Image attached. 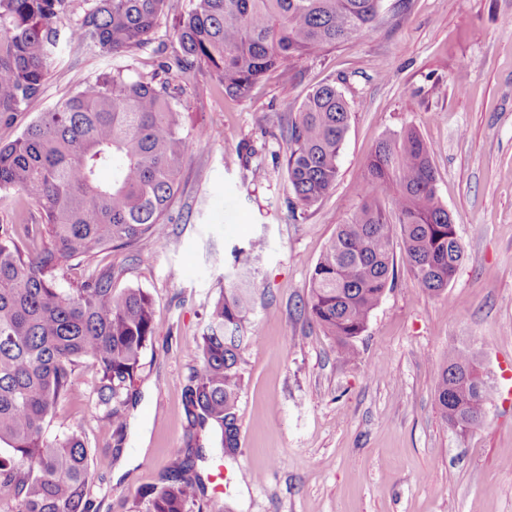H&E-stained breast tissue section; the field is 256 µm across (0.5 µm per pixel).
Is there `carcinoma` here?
I'll return each mask as SVG.
<instances>
[{"label": "carcinoma", "mask_w": 512, "mask_h": 512, "mask_svg": "<svg viewBox=\"0 0 512 512\" xmlns=\"http://www.w3.org/2000/svg\"><path fill=\"white\" fill-rule=\"evenodd\" d=\"M381 0H193L177 16L179 50L164 71L206 69L232 100L247 98L275 69L372 31ZM170 0H0V125L10 126L43 93L47 65L67 47L104 56L151 43ZM350 106L334 84L313 89L288 122L286 174L292 206L314 207L335 185ZM185 136L155 78L131 79L104 67L96 78L41 113L15 141L0 145V193L33 199L44 236L22 237L0 225V506L3 512H89V457L78 431L46 436L60 399L70 395L82 360L96 371L94 394L115 432L123 429L129 391L152 339L153 308L140 288H116L112 267L74 288L59 281L91 258L144 236L165 238L179 190ZM111 172L104 181L101 173ZM400 237L416 285L439 295L453 280L463 249L437 195L436 168L412 128L374 147L357 210L336 225L315 264L305 307L344 360L394 279ZM255 305L240 256L224 268L196 346L200 366L183 391L188 437L149 512H187L206 460L199 433L220 453L239 444L241 353ZM475 363L450 348L436 399L444 421L465 435L480 426L490 401L480 380L456 372Z\"/></svg>", "instance_id": "carcinoma-1"}]
</instances>
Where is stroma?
I'll return each instance as SVG.
<instances>
[{
  "instance_id": "35a3bbf8",
  "label": "stroma",
  "mask_w": 512,
  "mask_h": 512,
  "mask_svg": "<svg viewBox=\"0 0 512 512\" xmlns=\"http://www.w3.org/2000/svg\"><path fill=\"white\" fill-rule=\"evenodd\" d=\"M173 0L150 47L102 59L65 51L43 96L10 126L12 142L38 113L104 66L167 83L187 137L166 239L113 251L119 288L148 292L154 335L121 436L93 395L81 361L49 430L83 433L94 454L89 512H146L184 447L183 391L207 313L224 286L214 255L248 253L255 309L242 352L234 457L200 463L189 512H512V0H381L370 33L270 72L237 101L207 72L160 71L178 43ZM336 84L351 117L334 188L293 210L285 159L286 105ZM412 127L437 170L464 259L440 295L417 287L402 245L395 282L357 341L337 357L303 310L314 266L339 220L361 201L376 142ZM471 352L490 387L482 425L451 431L436 401L449 348ZM257 475L239 481L240 471Z\"/></svg>"
}]
</instances>
